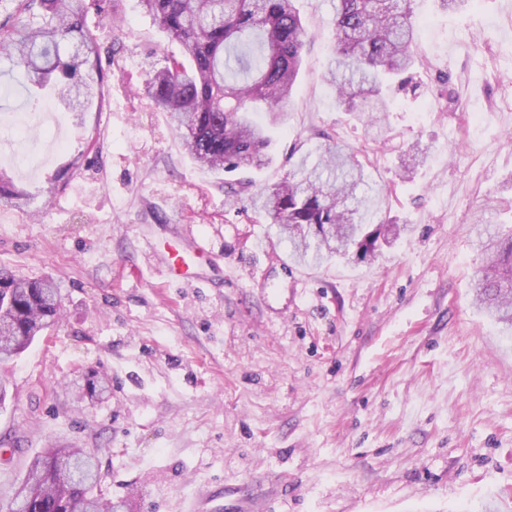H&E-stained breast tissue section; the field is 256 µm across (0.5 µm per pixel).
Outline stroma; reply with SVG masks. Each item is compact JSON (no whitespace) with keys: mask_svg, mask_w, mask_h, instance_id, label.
Segmentation results:
<instances>
[{"mask_svg":"<svg viewBox=\"0 0 512 512\" xmlns=\"http://www.w3.org/2000/svg\"><path fill=\"white\" fill-rule=\"evenodd\" d=\"M308 33L275 160L328 139L366 157L362 191L407 225L374 261L335 258L281 279L288 243L230 202L145 92L182 54L139 0L89 27L109 77L102 108L53 105L36 163L0 157L28 199L0 201V269L53 280L60 320L0 362V512L55 442L94 453L132 512H185L218 491L261 512H512V332L479 310L477 223L512 230V0H416L422 64L380 143L340 112L326 75L336 0H296ZM424 153L405 178L411 142ZM201 235L209 253L188 251ZM181 253L180 279L160 257ZM99 400H77L89 372Z\"/></svg>","mask_w":512,"mask_h":512,"instance_id":"1","label":"stroma"}]
</instances>
